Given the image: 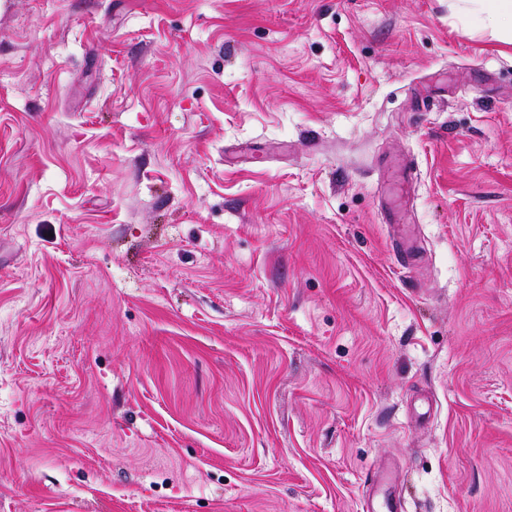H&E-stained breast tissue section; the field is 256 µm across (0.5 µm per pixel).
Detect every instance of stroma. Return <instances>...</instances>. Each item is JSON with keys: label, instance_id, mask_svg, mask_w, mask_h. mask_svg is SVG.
Instances as JSON below:
<instances>
[{"label": "stroma", "instance_id": "35a3bbf8", "mask_svg": "<svg viewBox=\"0 0 512 512\" xmlns=\"http://www.w3.org/2000/svg\"><path fill=\"white\" fill-rule=\"evenodd\" d=\"M384 463L512 512V44L471 0H0V512H366ZM389 246L402 266H409L417 261L418 247L412 241L398 236L390 239Z\"/></svg>", "mask_w": 512, "mask_h": 512}]
</instances>
